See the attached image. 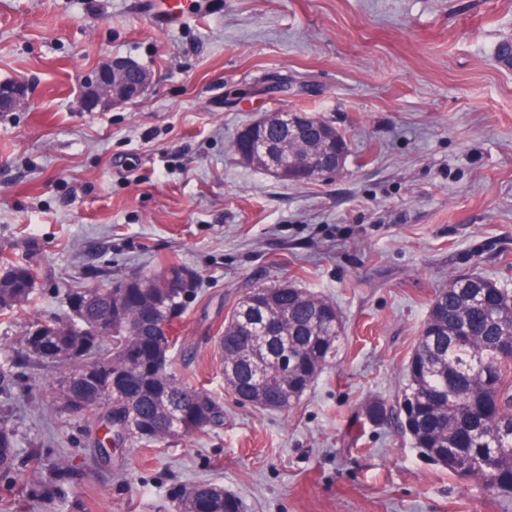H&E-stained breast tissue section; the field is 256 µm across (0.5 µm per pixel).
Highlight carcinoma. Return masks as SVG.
Wrapping results in <instances>:
<instances>
[{"mask_svg":"<svg viewBox=\"0 0 512 512\" xmlns=\"http://www.w3.org/2000/svg\"><path fill=\"white\" fill-rule=\"evenodd\" d=\"M310 127L326 133L314 139H288V128H257L269 153L280 155L301 144L314 148L336 166L348 156L346 138L326 120L309 113ZM28 260L0 255V315L28 302L36 290L30 263L35 243L21 244ZM167 274L188 276L180 290L162 287L155 277L112 282L108 288L71 289L61 318L35 319L21 336L22 360L40 369L61 368L58 381L45 387L50 407L104 420L115 436L139 447L161 446L202 433L223 421L221 406L205 391L186 385L174 365L176 338L171 322L195 293L196 274L171 264ZM255 304L243 313L244 300L232 308L218 337L220 363L235 366L234 394L263 407L257 368L248 354L254 332L262 333L267 378L294 387L275 409H291L335 355L344 335L342 316L329 298L290 285L254 287L245 297ZM512 345V289L484 276L451 277L430 302L429 315L404 365L405 386L394 413L414 447L457 476L501 494L512 492V358L499 349ZM15 357H0V393L14 382ZM109 413L99 416L102 401ZM22 435L13 415L0 414V477L19 474ZM71 471L60 459L44 474L29 471L35 498L51 506L58 482ZM177 512H243L241 501L224 487L203 483L174 492Z\"/></svg>","mask_w":512,"mask_h":512,"instance_id":"cac0c4a2","label":"carcinoma"}]
</instances>
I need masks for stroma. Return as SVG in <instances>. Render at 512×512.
Instances as JSON below:
<instances>
[{
    "label": "stroma",
    "instance_id": "1",
    "mask_svg": "<svg viewBox=\"0 0 512 512\" xmlns=\"http://www.w3.org/2000/svg\"><path fill=\"white\" fill-rule=\"evenodd\" d=\"M140 0H0V81L32 88L0 112V249L35 241L37 293L0 316V351L106 288L170 263L197 291L174 321L176 368L224 410L171 445L98 453L103 428L30 392L56 370L19 365L0 408L49 472L75 473L58 512H175L172 487L217 483L244 512H512L502 496L425 458L369 403L393 406L402 369L452 274L512 288V0H198L180 29ZM115 57L143 65L137 98L80 111ZM311 112L344 132L343 171L280 180L236 155L247 124ZM290 284L331 299L335 359L289 411L241 402L215 338L248 288Z\"/></svg>",
    "mask_w": 512,
    "mask_h": 512
}]
</instances>
